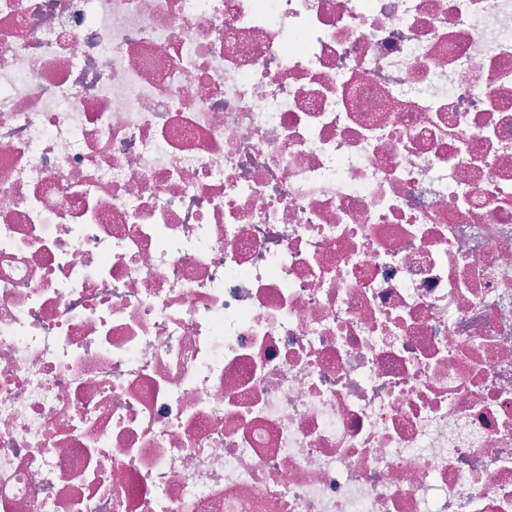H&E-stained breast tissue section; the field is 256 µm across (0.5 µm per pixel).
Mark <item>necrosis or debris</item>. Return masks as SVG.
<instances>
[{
    "label": "necrosis or debris",
    "instance_id": "4bbe7bcc",
    "mask_svg": "<svg viewBox=\"0 0 512 512\" xmlns=\"http://www.w3.org/2000/svg\"><path fill=\"white\" fill-rule=\"evenodd\" d=\"M0 512H512V0H0Z\"/></svg>",
    "mask_w": 512,
    "mask_h": 512
}]
</instances>
